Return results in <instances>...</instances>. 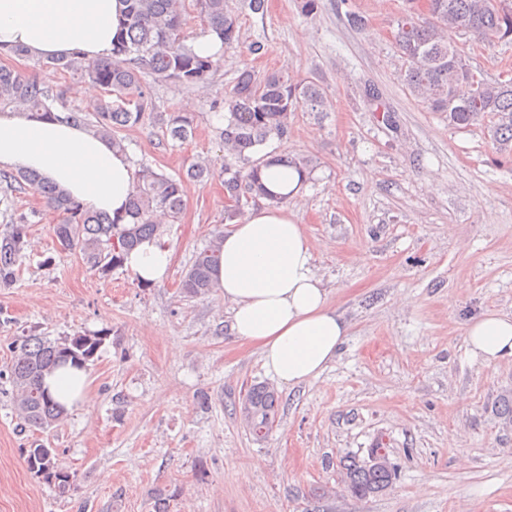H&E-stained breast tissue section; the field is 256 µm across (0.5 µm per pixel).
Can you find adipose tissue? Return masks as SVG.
Masks as SVG:
<instances>
[{"mask_svg": "<svg viewBox=\"0 0 512 512\" xmlns=\"http://www.w3.org/2000/svg\"><path fill=\"white\" fill-rule=\"evenodd\" d=\"M118 0H0V51L21 47L35 58L112 51ZM0 169H30L87 207L124 218L135 180L127 153L63 118L0 113ZM172 254L147 240L125 267L138 279H165ZM217 292L231 306L232 336L255 347L269 373L294 387L320 376L349 334L314 271L310 241L284 207L261 206L224 234ZM474 359L490 365L512 358V315L486 312L465 325ZM66 409L88 404L86 370L65 367L47 377Z\"/></svg>", "mask_w": 512, "mask_h": 512, "instance_id": "adipose-tissue-1", "label": "adipose tissue"}]
</instances>
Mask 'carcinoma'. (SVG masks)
<instances>
[{
	"label": "carcinoma",
	"instance_id": "carcinoma-1",
	"mask_svg": "<svg viewBox=\"0 0 512 512\" xmlns=\"http://www.w3.org/2000/svg\"><path fill=\"white\" fill-rule=\"evenodd\" d=\"M120 4V28L110 57L88 60L74 53L40 62L98 85L103 95L97 101L87 108H69L60 94L35 77L4 64L0 65V109H22L46 117L61 111L65 119L90 127L120 149L124 145L118 133L147 120L165 126L174 140L188 139L193 120L180 113L165 117L152 111L151 86L145 76L155 83L173 80L185 87L205 82L217 62L198 55L187 44V15L196 13L226 50L241 42L238 16L227 0H120ZM452 33L471 36L488 46L512 45V0H426L424 10L420 0H404L395 36L406 65L404 82L413 97L434 112L448 113V125L455 129L483 126L496 150L511 155L512 80L486 79L451 39ZM213 107L225 111L220 138L224 150L235 159L220 171L227 218L240 216L260 199L276 206L286 202V197L265 188L261 169L281 163L307 177L309 161L265 153L263 147L288 136L297 110L329 111L323 88L280 73L258 78L246 67L224 100L214 102ZM24 184L31 186L56 216L52 232L59 245L79 251L90 268L101 273L124 267L128 253L141 241L162 238L161 220L178 223L185 206L183 180L144 164L135 173L125 224L75 201L33 171L0 170L4 195ZM9 223L11 231L0 238V286L13 282L27 246L28 216L13 212ZM223 238V233H218L186 270L180 284L184 296H206L216 286ZM100 343L95 335L50 341L31 330L11 346V358L6 370H0V381L11 385L13 403L24 424L46 430L65 419L67 411L46 393L44 377L68 361L86 365ZM240 415L253 435L264 436L278 415L275 390L267 384L251 387L240 403ZM25 452L32 472L54 478L61 493L69 490V476L57 471L56 449L37 446ZM345 470L346 488L356 497L387 490L396 476L394 466L384 457L370 465L352 462Z\"/></svg>",
	"mask_w": 512,
	"mask_h": 512
}]
</instances>
